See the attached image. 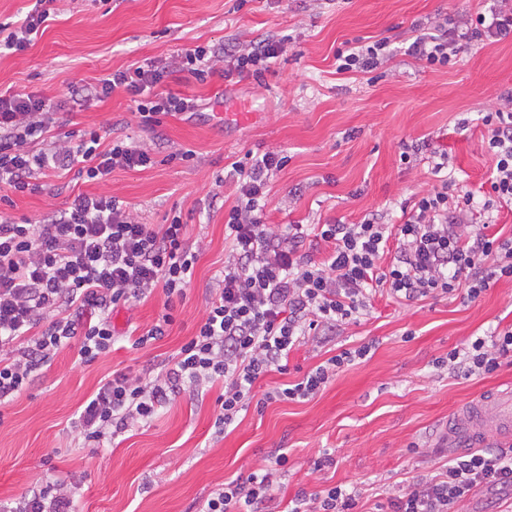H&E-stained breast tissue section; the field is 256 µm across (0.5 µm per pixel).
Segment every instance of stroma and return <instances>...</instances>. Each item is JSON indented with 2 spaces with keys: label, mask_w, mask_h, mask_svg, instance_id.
<instances>
[{
  "label": "stroma",
  "mask_w": 512,
  "mask_h": 512,
  "mask_svg": "<svg viewBox=\"0 0 512 512\" xmlns=\"http://www.w3.org/2000/svg\"><path fill=\"white\" fill-rule=\"evenodd\" d=\"M456 6L474 12L485 0H57L46 28L22 52L0 53V91L37 93L55 101L71 91L88 97L67 114V130H95L102 144L130 137L151 145L156 163L118 170L107 184L52 173L34 191L0 201V212L31 221L48 206L65 207L78 193L117 192L146 224L180 217L190 241L201 243L190 287L175 303L167 336L143 349L121 339L89 365L76 349L61 351L33 387L0 405V506L63 477L77 487V512H196L218 485L271 470L273 512H285L296 492L328 485L358 486L363 512H374L441 447L460 449L448 422L491 391L512 390V366L463 378L436 366L478 336L512 324V281L500 280L475 301L457 296L402 303L376 296L372 315L342 335L309 339L290 353L287 374L256 384L263 396L301 378L341 350L370 345L365 359L337 371L317 395L301 401L249 405L222 438L212 425L215 392H182L149 422L114 443L85 442L74 420L101 379L116 373L157 374L194 335L217 287L228 247L224 214L237 203L226 168L246 152L280 150L286 165L268 183L264 221L278 224H356L371 213L396 221L400 204L438 182L426 154L399 161L403 143L427 140L447 150L448 171L476 188L490 174L481 112L512 91V40L478 42L455 65L428 67L405 55L417 23ZM290 36L285 52L260 78L231 85L182 73L164 91L197 99L201 116L162 117L142 127L129 95L97 101L90 94L113 71L164 59L198 45L230 49L245 39ZM389 39L396 55L363 74L336 70L345 42ZM251 104L243 124L233 101ZM191 149L195 159H180ZM155 292L112 314L117 333L149 329L164 311ZM336 464L316 470L323 451ZM286 455L278 466L275 459Z\"/></svg>",
  "instance_id": "1"
}]
</instances>
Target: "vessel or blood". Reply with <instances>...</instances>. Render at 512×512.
Segmentation results:
<instances>
[{"mask_svg":"<svg viewBox=\"0 0 512 512\" xmlns=\"http://www.w3.org/2000/svg\"><path fill=\"white\" fill-rule=\"evenodd\" d=\"M503 437H512V393L490 392L479 401L465 407L454 418L453 429L469 437L480 440L487 429Z\"/></svg>","mask_w":512,"mask_h":512,"instance_id":"vessel-or-blood-1","label":"vessel or blood"}]
</instances>
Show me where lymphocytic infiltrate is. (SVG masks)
I'll return each instance as SVG.
<instances>
[{"instance_id":"lymphocytic-infiltrate-1","label":"lymphocytic infiltrate","mask_w":512,"mask_h":512,"mask_svg":"<svg viewBox=\"0 0 512 512\" xmlns=\"http://www.w3.org/2000/svg\"><path fill=\"white\" fill-rule=\"evenodd\" d=\"M52 0H33L19 26L0 27V50L22 51L48 20ZM512 37V0H491L465 21L439 13L429 18L406 52L428 66L456 63L472 43ZM283 51L282 41L249 40L222 53L195 46L160 63L144 59L100 80L97 99L130 95L143 126L161 116L194 113L198 101L158 91L173 73L205 80L223 65L226 81L260 76ZM387 40L355 42L336 54L340 73H368L387 63ZM62 106L35 93L0 94V190L22 192L33 177L75 171L90 182H109L113 171L152 165L146 143L118 137L102 148L97 133L75 137L64 130ZM483 143L491 158L487 189H459L442 177L424 194L405 200L398 223L378 215L357 224L264 222L266 188L287 159L269 151L232 162L238 203L224 216L229 254L222 280L209 298L195 334L153 377L120 374L104 381L81 410L76 426L85 441L112 439L152 419L179 385H221L216 435H223L254 399L256 382L288 371L290 351L310 335L332 336L369 315L380 293L411 302L430 295H462L475 301L491 281L512 280V236L495 232L496 213L512 209V92L483 113ZM43 142L42 150L32 145ZM179 218L144 224L118 197L77 194L69 205L39 223L0 213V404L28 389L63 349L77 346L81 363L107 353L117 336V307L144 300L155 289L184 299L199 247ZM323 259H316V252ZM342 350L305 374L267 392L266 400L294 401L318 393L338 369L367 355ZM447 363L469 378L512 365V327L494 330L466 351L452 350ZM512 496V448L457 453L442 467L413 476L376 512H456V504L480 490ZM75 488L56 479L0 512H75ZM268 475L228 483L201 501L198 512H260L272 501ZM357 487L334 485L314 496L297 493L288 512H360Z\"/></svg>"}]
</instances>
